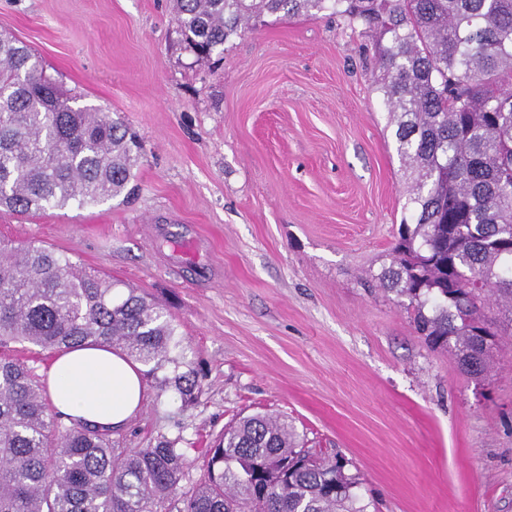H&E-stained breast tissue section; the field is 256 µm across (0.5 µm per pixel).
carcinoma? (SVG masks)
<instances>
[{"label":"carcinoma","instance_id":"cac0c4a2","mask_svg":"<svg viewBox=\"0 0 512 512\" xmlns=\"http://www.w3.org/2000/svg\"><path fill=\"white\" fill-rule=\"evenodd\" d=\"M327 10L375 37L396 126L411 221L400 224L380 285L409 299L427 345L486 379L498 337L512 336V0H174L202 59L255 17ZM139 159L121 120L77 105L34 50L0 35V209L104 203L130 193ZM12 344L36 354L120 350L182 411L203 391L157 301L67 254L0 241V512H378L350 461L306 447L287 418L241 416L193 450L179 435L114 448L113 427L53 408ZM192 451L206 473L184 490Z\"/></svg>","mask_w":512,"mask_h":512}]
</instances>
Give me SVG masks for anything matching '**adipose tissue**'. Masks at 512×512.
Listing matches in <instances>:
<instances>
[{
  "instance_id": "1",
  "label": "adipose tissue",
  "mask_w": 512,
  "mask_h": 512,
  "mask_svg": "<svg viewBox=\"0 0 512 512\" xmlns=\"http://www.w3.org/2000/svg\"><path fill=\"white\" fill-rule=\"evenodd\" d=\"M54 408L89 423L120 426L143 405L145 388L138 363L102 347H83L58 354L47 376Z\"/></svg>"
}]
</instances>
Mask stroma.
Masks as SVG:
<instances>
[{
  "label": "stroma",
  "instance_id": "stroma-1",
  "mask_svg": "<svg viewBox=\"0 0 512 512\" xmlns=\"http://www.w3.org/2000/svg\"><path fill=\"white\" fill-rule=\"evenodd\" d=\"M1 31L130 126L142 163L128 199L0 211V240L144 291L206 373L184 412L146 387L116 447L277 412L351 459L381 512H512V345L467 376L376 285L406 211L361 24L266 14L207 59L172 0H0Z\"/></svg>",
  "mask_w": 512,
  "mask_h": 512
}]
</instances>
